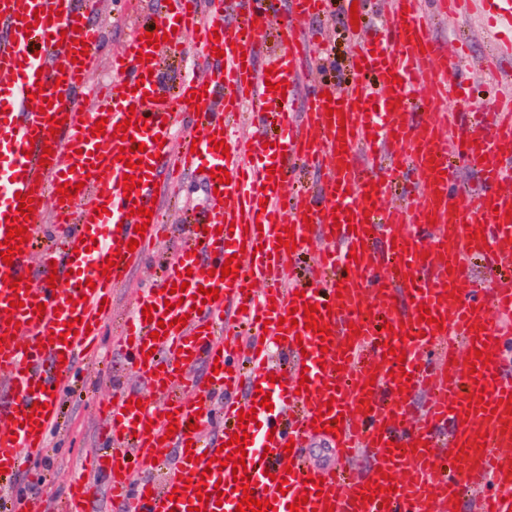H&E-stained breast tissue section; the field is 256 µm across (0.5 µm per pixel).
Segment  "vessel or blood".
<instances>
[{"label": "vessel or blood", "mask_w": 512, "mask_h": 512, "mask_svg": "<svg viewBox=\"0 0 512 512\" xmlns=\"http://www.w3.org/2000/svg\"><path fill=\"white\" fill-rule=\"evenodd\" d=\"M328 5L292 0L283 13L277 0H244L229 25L226 0H159L154 23L167 41L154 47L131 37L109 63L112 82L100 86L91 82L101 31L89 0H0V242L18 194L32 193L35 206L28 242L12 264L0 262V486L45 450L75 363L96 347L112 313L115 288L168 234L156 192L186 172L224 168L230 183L206 178L218 201L163 277L184 284L183 294L142 290L113 340L153 398L137 408L135 393L124 390L101 405L105 445L69 482L61 512L94 499L101 474L113 503L136 512H235L243 493L231 467L207 465L250 411L247 484L277 512L302 496L308 502L299 512L328 504L334 512H452L459 497L472 512H512V416L504 404L512 398V337L504 332L512 323V93L449 105V96L471 88L462 77L468 50L448 55L429 20L480 12L497 57L508 58L512 0H386L373 35L347 46L356 66L347 83L330 87V99L314 88L302 101L297 92L316 44L305 23ZM33 18L38 26L27 27ZM273 30L281 45L261 54ZM187 41L205 70L167 87L163 55ZM271 82L284 91L268 90ZM195 90L203 98L193 107ZM36 91L52 103L46 113L29 109ZM330 100L343 119H329ZM273 116L281 135L271 147L265 128ZM52 117L62 122L54 134ZM102 119L104 134L92 136ZM125 120L136 127L130 142L114 134ZM221 140L228 153L216 151ZM137 142L146 152L134 151ZM124 148L139 162L128 195ZM300 166L322 169L324 181L293 187ZM464 168L476 187L462 182ZM64 183L79 185L77 195L61 199ZM136 205L152 211L151 221L133 214ZM47 222L57 234L45 245ZM287 226L296 248L278 245ZM202 253L216 270L237 257L238 277L198 272ZM305 255L313 281L301 286L294 272ZM14 278L23 287L11 288ZM257 281L263 291L250 292ZM202 287L217 289L218 299L198 298ZM305 303L317 305L315 318L331 337L304 328ZM422 304L431 321L421 320ZM182 316L186 326L174 327ZM162 321L166 336L152 339ZM54 333L64 341H51ZM243 337L237 361L228 343ZM477 350L483 361L469 365ZM199 364L217 368L213 380L195 376ZM400 365L404 374L391 376ZM339 416L343 425L327 439L337 459L369 457L367 472L314 468L286 452V443L304 447L315 427ZM172 422L179 430L171 434ZM163 445L177 449L173 465L157 464ZM385 473L395 492L364 501L368 483ZM176 488L186 494L174 501Z\"/></svg>", "instance_id": "1"}]
</instances>
